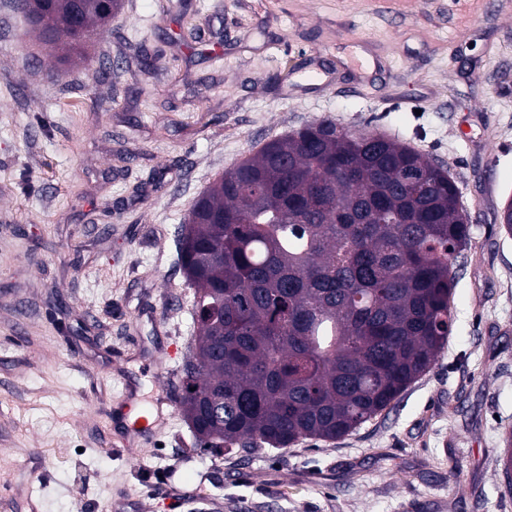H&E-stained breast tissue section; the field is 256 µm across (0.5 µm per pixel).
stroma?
I'll use <instances>...</instances> for the list:
<instances>
[{"label":"stroma","mask_w":512,"mask_h":512,"mask_svg":"<svg viewBox=\"0 0 512 512\" xmlns=\"http://www.w3.org/2000/svg\"><path fill=\"white\" fill-rule=\"evenodd\" d=\"M84 53L61 62L0 0V512H512V0H123ZM322 121L455 180L448 344L341 439L197 447L177 231Z\"/></svg>","instance_id":"obj_1"}]
</instances>
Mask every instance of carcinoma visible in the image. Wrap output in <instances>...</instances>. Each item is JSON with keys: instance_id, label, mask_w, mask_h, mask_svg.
I'll list each match as a JSON object with an SVG mask.
<instances>
[{"instance_id": "carcinoma-1", "label": "carcinoma", "mask_w": 512, "mask_h": 512, "mask_svg": "<svg viewBox=\"0 0 512 512\" xmlns=\"http://www.w3.org/2000/svg\"><path fill=\"white\" fill-rule=\"evenodd\" d=\"M52 0L41 41L81 54L121 9ZM180 259L202 448L334 440L386 410L448 343L467 215L448 171L334 123L264 144L193 202Z\"/></svg>"}]
</instances>
